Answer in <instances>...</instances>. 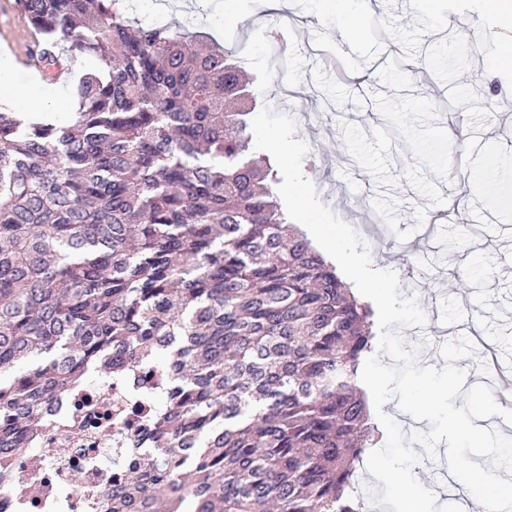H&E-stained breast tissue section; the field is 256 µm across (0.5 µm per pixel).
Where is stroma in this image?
I'll return each instance as SVG.
<instances>
[{
    "instance_id": "stroma-1",
    "label": "stroma",
    "mask_w": 512,
    "mask_h": 512,
    "mask_svg": "<svg viewBox=\"0 0 512 512\" xmlns=\"http://www.w3.org/2000/svg\"><path fill=\"white\" fill-rule=\"evenodd\" d=\"M0 0V48L26 55L30 28ZM482 0H352L359 29L342 33L326 0H126L136 17L232 44L254 75L258 106L293 115L309 151L304 174L321 201L366 241L373 268L394 271L436 325L408 327L428 340L421 366L443 368L437 327L479 334L512 375V68L496 60L512 28L482 14ZM280 20L287 70L263 33ZM289 83L297 96L278 98ZM494 161L495 190L473 183ZM468 291L448 283L452 272Z\"/></svg>"
}]
</instances>
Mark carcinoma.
<instances>
[{
	"instance_id": "cac0c4a2",
	"label": "carcinoma",
	"mask_w": 512,
	"mask_h": 512,
	"mask_svg": "<svg viewBox=\"0 0 512 512\" xmlns=\"http://www.w3.org/2000/svg\"><path fill=\"white\" fill-rule=\"evenodd\" d=\"M16 7L44 70L101 68L52 120L0 107V469L92 366L150 428L105 512H363L373 310L288 223L240 64L123 0Z\"/></svg>"
}]
</instances>
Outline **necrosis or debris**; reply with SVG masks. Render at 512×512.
<instances>
[{
	"label": "necrosis or debris",
	"mask_w": 512,
	"mask_h": 512,
	"mask_svg": "<svg viewBox=\"0 0 512 512\" xmlns=\"http://www.w3.org/2000/svg\"><path fill=\"white\" fill-rule=\"evenodd\" d=\"M125 391L108 376L67 387L50 403L47 423L33 452L0 474V512H96L95 502L112 486L113 449L132 443L140 427L117 430ZM84 492L61 498L72 476Z\"/></svg>",
	"instance_id": "obj_1"
}]
</instances>
